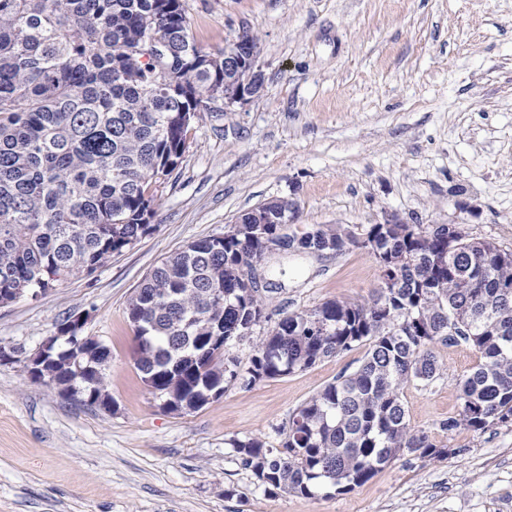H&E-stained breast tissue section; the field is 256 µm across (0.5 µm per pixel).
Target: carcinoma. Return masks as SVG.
Instances as JSON below:
<instances>
[{
  "label": "carcinoma",
  "instance_id": "carcinoma-1",
  "mask_svg": "<svg viewBox=\"0 0 512 512\" xmlns=\"http://www.w3.org/2000/svg\"><path fill=\"white\" fill-rule=\"evenodd\" d=\"M249 36L230 51L197 47L181 0H0V304L91 275L150 228L152 184L177 168L200 102L224 97ZM262 205L230 236L189 243L151 270L128 304L135 364L172 408L199 409L225 385L244 387L367 346L361 364L289 419L280 447L233 440L267 489L311 496L369 480L401 454L448 445L407 420L403 389L444 374L432 347L471 345L479 361L456 379L461 411L448 437L512 425V249L446 224H318L290 249H371L381 283L364 301L293 312L254 350L236 341L266 310L240 279L282 229ZM266 223H258V219ZM105 356L61 343L45 370L71 394L111 398Z\"/></svg>",
  "mask_w": 512,
  "mask_h": 512
}]
</instances>
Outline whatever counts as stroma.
I'll return each mask as SVG.
<instances>
[{
	"mask_svg": "<svg viewBox=\"0 0 512 512\" xmlns=\"http://www.w3.org/2000/svg\"><path fill=\"white\" fill-rule=\"evenodd\" d=\"M197 46L259 40L261 97L222 119L200 113L178 168L153 184L150 231L93 275L0 306V512H512V426L447 436L458 376L479 360L436 344L444 368L403 390L413 428L451 455L406 454L341 494L268 491L229 442L280 446L290 415L355 370L366 348L204 407L166 411L134 363L130 298L157 263L220 236L267 200L295 194L292 228L458 224L512 249V0H182ZM268 321L233 351L247 358L284 314L360 300L380 271L368 249L276 252L256 270ZM86 315L112 352V410L29 378L26 359Z\"/></svg>",
	"mask_w": 512,
	"mask_h": 512,
	"instance_id": "35a3bbf8",
	"label": "stroma"
}]
</instances>
